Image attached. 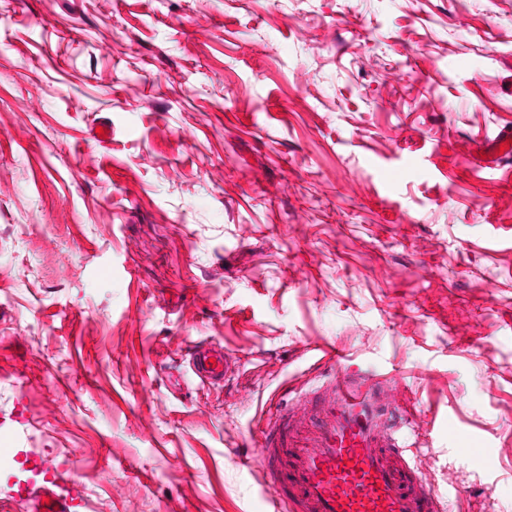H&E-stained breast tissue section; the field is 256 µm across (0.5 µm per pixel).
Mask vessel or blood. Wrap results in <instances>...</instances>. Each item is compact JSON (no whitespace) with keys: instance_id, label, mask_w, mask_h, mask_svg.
<instances>
[{"instance_id":"obj_1","label":"vessel or blood","mask_w":512,"mask_h":512,"mask_svg":"<svg viewBox=\"0 0 512 512\" xmlns=\"http://www.w3.org/2000/svg\"><path fill=\"white\" fill-rule=\"evenodd\" d=\"M512 155V128L478 143L474 163L492 166ZM330 372L306 423L271 415L251 457L277 512H446L439 493L412 464L407 436L414 418L393 412L395 374L344 370L345 355L329 343L315 347ZM189 368L203 385L230 381L233 356L213 344L192 346Z\"/></svg>"}]
</instances>
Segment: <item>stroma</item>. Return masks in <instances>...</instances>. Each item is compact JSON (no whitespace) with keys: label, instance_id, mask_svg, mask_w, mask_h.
I'll list each match as a JSON object with an SVG mask.
<instances>
[{"label":"stroma","instance_id":"35a3bbf8","mask_svg":"<svg viewBox=\"0 0 512 512\" xmlns=\"http://www.w3.org/2000/svg\"><path fill=\"white\" fill-rule=\"evenodd\" d=\"M506 125L512 0H0V512H269L318 341L403 376L451 512H512ZM512 154V128L501 129L493 138L478 143L472 152V162L491 167L500 158ZM188 355L191 373L202 385H220L234 375V357L220 346L193 345Z\"/></svg>","mask_w":512,"mask_h":512}]
</instances>
